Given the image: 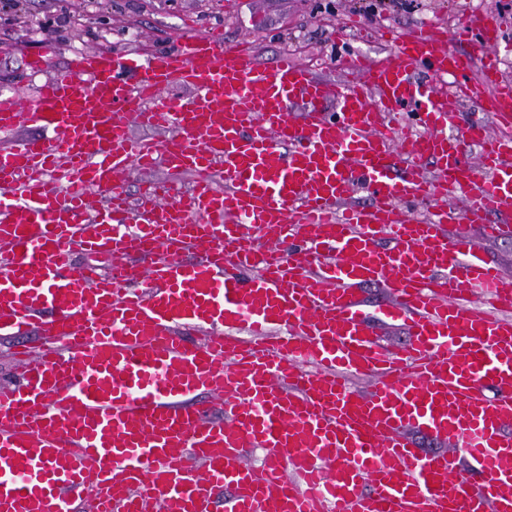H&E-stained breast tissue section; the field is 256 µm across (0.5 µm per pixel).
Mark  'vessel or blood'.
<instances>
[{"mask_svg": "<svg viewBox=\"0 0 512 512\" xmlns=\"http://www.w3.org/2000/svg\"><path fill=\"white\" fill-rule=\"evenodd\" d=\"M381 37L344 81L214 29L77 51L33 97L0 93V337L19 366L0 512H512V276L459 229L512 236V136L485 124L512 126L499 30ZM161 164L190 189L127 194ZM92 193L109 205L90 217ZM369 286L388 296L372 310Z\"/></svg>", "mask_w": 512, "mask_h": 512, "instance_id": "obj_1", "label": "vessel or blood"}]
</instances>
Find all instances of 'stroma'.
Wrapping results in <instances>:
<instances>
[{"instance_id": "1", "label": "stroma", "mask_w": 512, "mask_h": 512, "mask_svg": "<svg viewBox=\"0 0 512 512\" xmlns=\"http://www.w3.org/2000/svg\"><path fill=\"white\" fill-rule=\"evenodd\" d=\"M371 2V20L352 28L348 22L359 13L358 0H18L16 8L0 10V91L30 96L46 78L60 73L77 49H159L213 25L223 26L226 42H255L265 63L287 51L318 76L335 79L345 57L383 55V26L408 30L426 25L449 32L465 11L497 24L505 47L502 71L512 80V0ZM79 20L84 23L80 34L75 31ZM38 56L49 58V68H31V59Z\"/></svg>"}]
</instances>
